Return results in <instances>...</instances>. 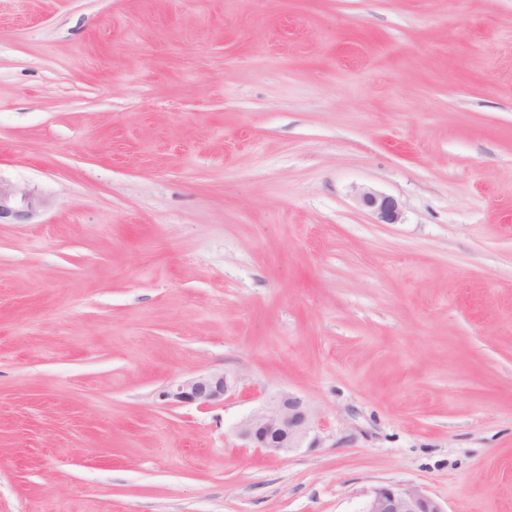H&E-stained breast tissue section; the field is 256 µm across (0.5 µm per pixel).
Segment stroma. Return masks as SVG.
Returning a JSON list of instances; mask_svg holds the SVG:
<instances>
[{"label":"stroma","instance_id":"stroma-1","mask_svg":"<svg viewBox=\"0 0 512 512\" xmlns=\"http://www.w3.org/2000/svg\"><path fill=\"white\" fill-rule=\"evenodd\" d=\"M0 176V512H512V0H0ZM46 200L27 185L0 176V224H28ZM357 197L360 204L369 209L381 224L399 223V204L393 197L371 189L360 190ZM234 383L222 371H208L169 384L162 397L169 404L209 406L224 399ZM315 428L310 404L301 396L281 391L267 399L238 424L246 447L272 458L302 448ZM364 512H446L439 501L415 488L389 484L375 491Z\"/></svg>","mask_w":512,"mask_h":512}]
</instances>
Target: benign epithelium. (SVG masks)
Here are the masks:
<instances>
[{
    "mask_svg": "<svg viewBox=\"0 0 512 512\" xmlns=\"http://www.w3.org/2000/svg\"><path fill=\"white\" fill-rule=\"evenodd\" d=\"M362 206L383 224H396L399 204L391 196L362 189L357 194ZM46 204L33 188L0 178V224H26ZM234 383L221 371H208L169 384L162 397L170 404L209 406L224 399ZM315 417L301 396L281 391L267 399L238 424L246 447L272 458L286 455L310 437ZM365 512H446L436 499L402 484H389L375 491Z\"/></svg>",
    "mask_w": 512,
    "mask_h": 512,
    "instance_id": "1",
    "label": "benign epithelium"
}]
</instances>
